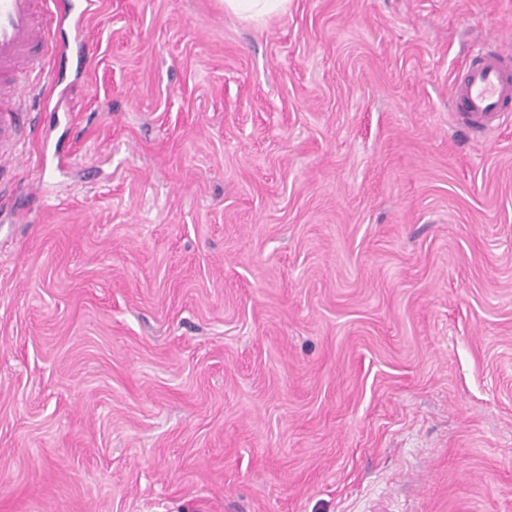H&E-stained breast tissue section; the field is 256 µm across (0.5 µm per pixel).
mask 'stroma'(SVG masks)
Wrapping results in <instances>:
<instances>
[{
    "mask_svg": "<svg viewBox=\"0 0 512 512\" xmlns=\"http://www.w3.org/2000/svg\"><path fill=\"white\" fill-rule=\"evenodd\" d=\"M0 165V512H512V0H99ZM287 6L288 0H224L225 9L255 21L282 12ZM511 53L488 49L475 56L459 83L451 88L455 112L466 126L483 134L504 119L512 100Z\"/></svg>",
    "mask_w": 512,
    "mask_h": 512,
    "instance_id": "1",
    "label": "stroma"
}]
</instances>
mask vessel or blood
I'll use <instances>...</instances> for the list:
<instances>
[{
    "label": "vessel or blood",
    "mask_w": 512,
    "mask_h": 512,
    "mask_svg": "<svg viewBox=\"0 0 512 512\" xmlns=\"http://www.w3.org/2000/svg\"><path fill=\"white\" fill-rule=\"evenodd\" d=\"M95 6L96 0H0V160L31 92L25 75L43 72L44 51L64 59L57 40L60 24L80 29ZM451 101L469 128L485 133L498 126L512 101V54L489 49L475 56L452 87Z\"/></svg>",
    "instance_id": "obj_1"
}]
</instances>
